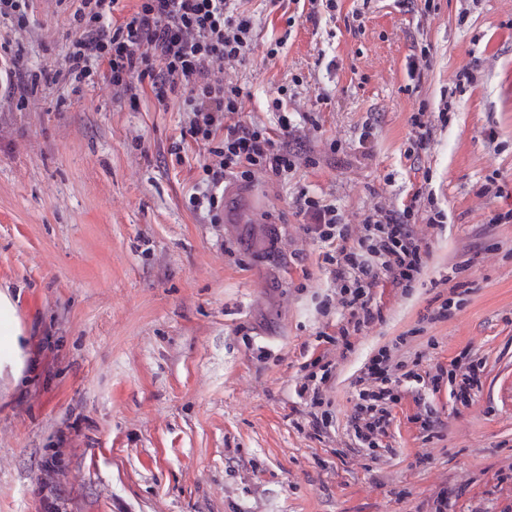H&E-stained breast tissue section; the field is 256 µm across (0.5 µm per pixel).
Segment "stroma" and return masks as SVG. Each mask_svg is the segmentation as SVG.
<instances>
[{
  "label": "stroma",
  "instance_id": "obj_1",
  "mask_svg": "<svg viewBox=\"0 0 512 512\" xmlns=\"http://www.w3.org/2000/svg\"><path fill=\"white\" fill-rule=\"evenodd\" d=\"M435 3L430 17L424 0H342L335 16L290 25L269 0H247L257 38L226 72L252 92L245 120L275 122L267 102L284 84L321 124L318 166L239 186L236 200L260 207L255 224L192 211L203 150L171 157L177 101L133 110L102 80L0 111V292L22 331L18 362L0 365V512H426L444 487L458 493L452 512L512 502L500 478L512 465V223L487 224L512 208V0ZM66 34V13L39 0L29 64L58 67ZM424 46L430 62L411 76ZM465 65L477 80L456 86ZM447 93L448 125L406 157L411 113ZM427 172L449 223L429 281L378 288L384 320L336 358V433L316 438L298 388L322 351L317 304L331 281L292 197L324 195L355 224L374 203L408 202ZM491 176L506 197L480 196ZM442 275L464 283L467 303L421 325ZM404 333L425 369L465 349L482 357L483 387L467 408L431 395L442 427L427 441L404 394L377 465L347 432L352 381Z\"/></svg>",
  "mask_w": 512,
  "mask_h": 512
}]
</instances>
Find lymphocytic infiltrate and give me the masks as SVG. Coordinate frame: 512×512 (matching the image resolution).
I'll use <instances>...</instances> for the list:
<instances>
[{
	"mask_svg": "<svg viewBox=\"0 0 512 512\" xmlns=\"http://www.w3.org/2000/svg\"><path fill=\"white\" fill-rule=\"evenodd\" d=\"M55 2L68 13V45L59 68L35 72L25 61L33 0H0V25L7 30L0 36V104L25 105L44 84L93 85L101 78L113 97L134 108L149 95L161 105L177 99L184 123L170 153L180 155L189 142L204 146L202 175L189 202L213 224L224 221L226 178L250 182L262 174L285 183L300 166L315 164L303 148L319 127L315 116L305 112L293 121L283 98L276 97L269 105L277 116L276 127L242 118L251 93L226 79L224 72L244 62L255 38V22L242 9L243 0H130L118 24L112 18L122 0ZM453 109V101L445 97L434 110L420 104L410 115V152L426 151L436 125H447ZM293 204L302 232L327 247L323 261L332 288L321 301V312L327 316L335 310L339 317L332 331H319L318 339L350 353L353 337L383 319L375 301L380 282L407 293L423 279L432 238L445 232L448 215L429 187L399 206L374 204L356 224L347 223L335 203L304 189L297 191ZM406 344L402 335L380 347L353 382L355 404L348 429L357 447H388L400 388L412 385L436 392L446 383L451 397L468 406L482 387L483 364L473 354L461 353L449 364L426 371L422 353L404 354ZM304 369L299 395L313 410L315 433L330 435L335 422L326 388L334 363L322 353Z\"/></svg>",
	"mask_w": 512,
	"mask_h": 512,
	"instance_id": "obj_1",
	"label": "lymphocytic infiltrate"
}]
</instances>
